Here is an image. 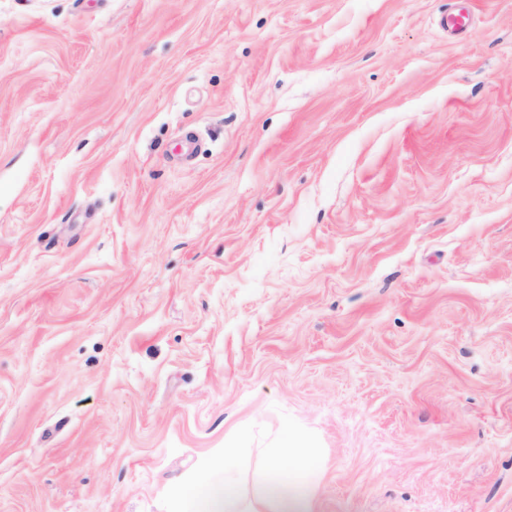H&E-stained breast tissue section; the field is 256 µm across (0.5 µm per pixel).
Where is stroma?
<instances>
[{
  "label": "stroma",
  "mask_w": 512,
  "mask_h": 512,
  "mask_svg": "<svg viewBox=\"0 0 512 512\" xmlns=\"http://www.w3.org/2000/svg\"><path fill=\"white\" fill-rule=\"evenodd\" d=\"M287 426L317 512H512V0H0V512Z\"/></svg>",
  "instance_id": "35a3bbf8"
}]
</instances>
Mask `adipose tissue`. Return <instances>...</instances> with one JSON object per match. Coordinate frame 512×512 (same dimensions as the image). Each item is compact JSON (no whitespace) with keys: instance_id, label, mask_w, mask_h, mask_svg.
Returning <instances> with one entry per match:
<instances>
[{"instance_id":"obj_1","label":"adipose tissue","mask_w":512,"mask_h":512,"mask_svg":"<svg viewBox=\"0 0 512 512\" xmlns=\"http://www.w3.org/2000/svg\"><path fill=\"white\" fill-rule=\"evenodd\" d=\"M237 457V446L225 443L222 456L215 462L224 472L223 485H214L203 473L192 483L177 486L173 491L174 512H196L200 506L205 512H316L315 479L323 459L319 449L309 447L303 436L284 431L265 458L261 471L280 477L277 485L259 481L252 492L237 490Z\"/></svg>"}]
</instances>
